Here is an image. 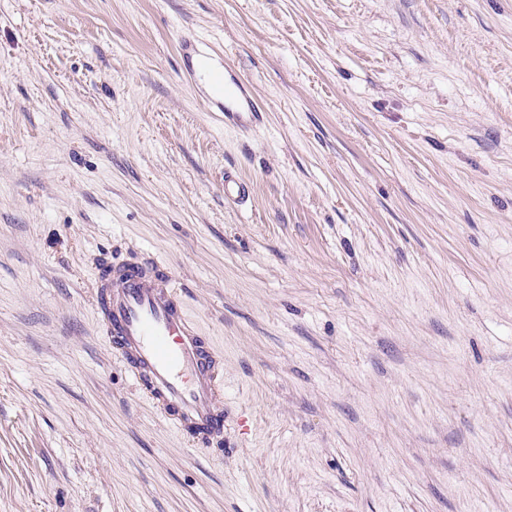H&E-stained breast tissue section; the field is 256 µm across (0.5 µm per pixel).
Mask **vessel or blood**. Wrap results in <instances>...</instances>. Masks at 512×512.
I'll return each instance as SVG.
<instances>
[{
    "label": "vessel or blood",
    "instance_id": "vessel-or-blood-1",
    "mask_svg": "<svg viewBox=\"0 0 512 512\" xmlns=\"http://www.w3.org/2000/svg\"><path fill=\"white\" fill-rule=\"evenodd\" d=\"M190 80L210 75L204 97L225 124L256 125L262 107L235 67L209 72L194 40L179 44ZM93 308L112 353L175 431L199 449L224 444V355L189 311L165 265L139 251L98 263Z\"/></svg>",
    "mask_w": 512,
    "mask_h": 512
}]
</instances>
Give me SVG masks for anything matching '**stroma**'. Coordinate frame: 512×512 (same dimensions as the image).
<instances>
[{
	"mask_svg": "<svg viewBox=\"0 0 512 512\" xmlns=\"http://www.w3.org/2000/svg\"><path fill=\"white\" fill-rule=\"evenodd\" d=\"M131 248L223 345L224 451L99 331ZM0 512H512V0H0ZM181 68L185 76L197 83L203 75L210 79L212 87L204 91L207 105L213 112L224 115V123L237 127L254 126L264 112L255 94L253 86L246 81L235 67L224 63L223 72H208L204 64L212 61L209 53L201 50L190 38H184L179 44Z\"/></svg>",
	"mask_w": 512,
	"mask_h": 512,
	"instance_id": "obj_1",
	"label": "stroma"
}]
</instances>
